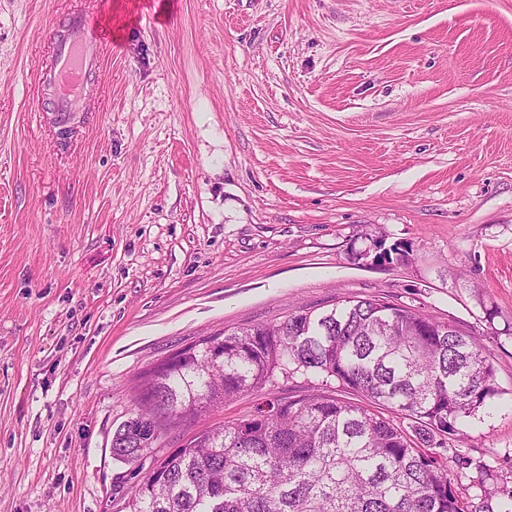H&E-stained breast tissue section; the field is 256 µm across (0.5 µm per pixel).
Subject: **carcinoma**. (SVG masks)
I'll return each instance as SVG.
<instances>
[{
  "label": "carcinoma",
  "instance_id": "obj_1",
  "mask_svg": "<svg viewBox=\"0 0 512 512\" xmlns=\"http://www.w3.org/2000/svg\"><path fill=\"white\" fill-rule=\"evenodd\" d=\"M402 255L401 245L374 239L360 257L385 264ZM219 339L144 378L141 401L153 408L116 429L115 460L132 465L155 447L150 419L192 417L280 376H319L367 404L326 390L200 431L147 472L130 512H496L504 500L502 512H512V486L498 470L443 439L462 440L458 422L499 394L475 336L418 309L357 297L206 337ZM451 470L475 472L470 487L452 483Z\"/></svg>",
  "mask_w": 512,
  "mask_h": 512
}]
</instances>
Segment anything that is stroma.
Here are the masks:
<instances>
[{"label":"stroma","mask_w":512,"mask_h":512,"mask_svg":"<svg viewBox=\"0 0 512 512\" xmlns=\"http://www.w3.org/2000/svg\"><path fill=\"white\" fill-rule=\"evenodd\" d=\"M74 12L103 67L63 146L42 76ZM351 297L481 339L500 393L447 443L512 481V0H0V512H126L177 440L320 386L126 465L157 362ZM374 253L372 262L374 263H390L393 262L392 255H395V259H398V256L404 255V249L399 244H393L392 246L386 248L385 244L381 240L374 239L372 240L368 249H365L361 252V258H369L371 254Z\"/></svg>","instance_id":"35a3bbf8"}]
</instances>
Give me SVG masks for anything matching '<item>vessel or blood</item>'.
Listing matches in <instances>:
<instances>
[{"label": "vessel or blood", "instance_id": "b4317fda", "mask_svg": "<svg viewBox=\"0 0 512 512\" xmlns=\"http://www.w3.org/2000/svg\"><path fill=\"white\" fill-rule=\"evenodd\" d=\"M102 31L86 14L67 19V33L53 47L52 67L45 79L54 88L52 110L66 124L84 97L88 76L101 68Z\"/></svg>", "mask_w": 512, "mask_h": 512}]
</instances>
